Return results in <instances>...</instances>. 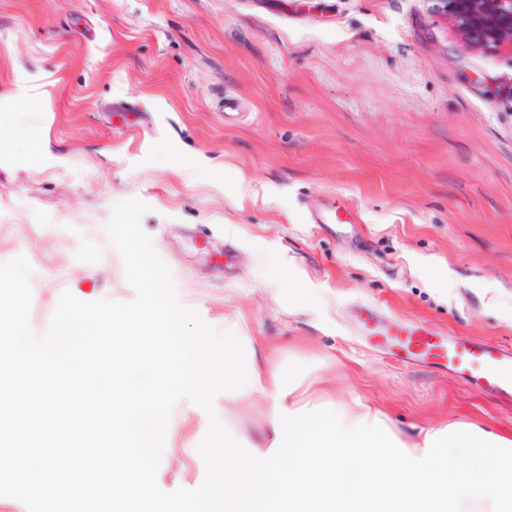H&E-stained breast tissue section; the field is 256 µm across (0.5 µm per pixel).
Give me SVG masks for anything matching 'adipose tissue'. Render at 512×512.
Returning a JSON list of instances; mask_svg holds the SVG:
<instances>
[{"label":"adipose tissue","mask_w":512,"mask_h":512,"mask_svg":"<svg viewBox=\"0 0 512 512\" xmlns=\"http://www.w3.org/2000/svg\"><path fill=\"white\" fill-rule=\"evenodd\" d=\"M61 334L18 342L15 302L0 301V493L24 485L65 499L71 512H125L151 491V457L142 448L153 421L179 384L181 342L156 353L142 345L136 313L90 314L72 302ZM196 387H220L268 406L258 444L225 440L213 464L230 495L253 494L250 469L261 465V500L279 512H512V438L455 422L412 441L368 405L334 406L303 428L312 410L293 371L236 355L238 337L214 355L192 337Z\"/></svg>","instance_id":"adipose-tissue-1"}]
</instances>
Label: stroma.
Returning <instances> with one entry per match:
<instances>
[{
	"instance_id": "obj_1",
	"label": "stroma",
	"mask_w": 512,
	"mask_h": 512,
	"mask_svg": "<svg viewBox=\"0 0 512 512\" xmlns=\"http://www.w3.org/2000/svg\"><path fill=\"white\" fill-rule=\"evenodd\" d=\"M0 297L35 339L79 298L219 356L262 339L311 396L414 440L512 434V402L349 316L512 347V54L426 0H0ZM265 419L185 372L137 512H255L207 458Z\"/></svg>"
}]
</instances>
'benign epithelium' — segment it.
Masks as SVG:
<instances>
[{
    "instance_id": "7a95c632",
    "label": "benign epithelium",
    "mask_w": 512,
    "mask_h": 512,
    "mask_svg": "<svg viewBox=\"0 0 512 512\" xmlns=\"http://www.w3.org/2000/svg\"><path fill=\"white\" fill-rule=\"evenodd\" d=\"M462 44L475 51L512 53V0H427Z\"/></svg>"
}]
</instances>
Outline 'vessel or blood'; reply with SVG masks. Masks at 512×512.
<instances>
[{"label": "vessel or blood", "instance_id": "1", "mask_svg": "<svg viewBox=\"0 0 512 512\" xmlns=\"http://www.w3.org/2000/svg\"><path fill=\"white\" fill-rule=\"evenodd\" d=\"M359 336L374 348L396 347L409 360H424L461 376L477 390L512 400V348L441 336L432 327L385 320L373 306L351 311Z\"/></svg>", "mask_w": 512, "mask_h": 512}]
</instances>
